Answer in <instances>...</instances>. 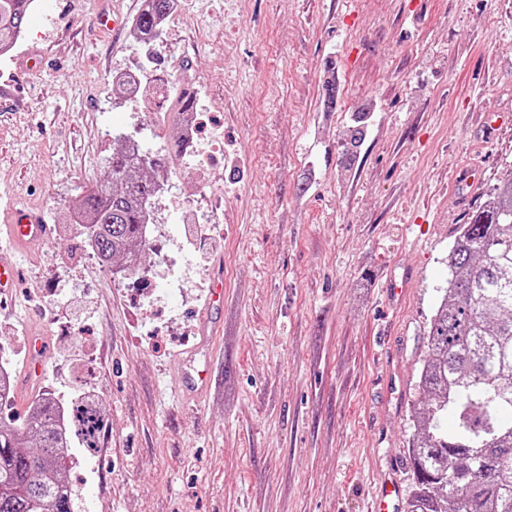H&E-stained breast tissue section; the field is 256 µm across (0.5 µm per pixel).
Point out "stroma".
<instances>
[{
    "instance_id": "stroma-1",
    "label": "stroma",
    "mask_w": 512,
    "mask_h": 512,
    "mask_svg": "<svg viewBox=\"0 0 512 512\" xmlns=\"http://www.w3.org/2000/svg\"><path fill=\"white\" fill-rule=\"evenodd\" d=\"M141 2L40 0L0 58V225L21 209L50 227L0 301L8 406L104 407L95 448L72 447L73 512H368L414 432L448 252L512 183V0H182L150 44L130 34ZM144 62L196 90L197 139L220 132L224 156L167 157L140 269L116 275L72 215L114 135L173 138L172 93L142 105L113 83ZM217 276L213 385L190 401L177 368Z\"/></svg>"
}]
</instances>
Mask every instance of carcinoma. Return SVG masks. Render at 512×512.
Returning <instances> with one entry per match:
<instances>
[{"label":"carcinoma","instance_id":"1","mask_svg":"<svg viewBox=\"0 0 512 512\" xmlns=\"http://www.w3.org/2000/svg\"><path fill=\"white\" fill-rule=\"evenodd\" d=\"M35 0H0V56L17 46ZM172 0H143L133 19L145 41L160 35ZM105 159L107 180L85 187L80 210L99 227L89 243L107 265L145 249L140 224L159 184L146 175L166 157L123 141ZM450 278L427 331L408 456L414 488L406 512H512V187L494 190L462 225L448 254ZM454 417L448 427V416ZM103 415L83 400L67 410L51 397L0 423V512H71L66 479L72 436L87 447Z\"/></svg>","mask_w":512,"mask_h":512}]
</instances>
